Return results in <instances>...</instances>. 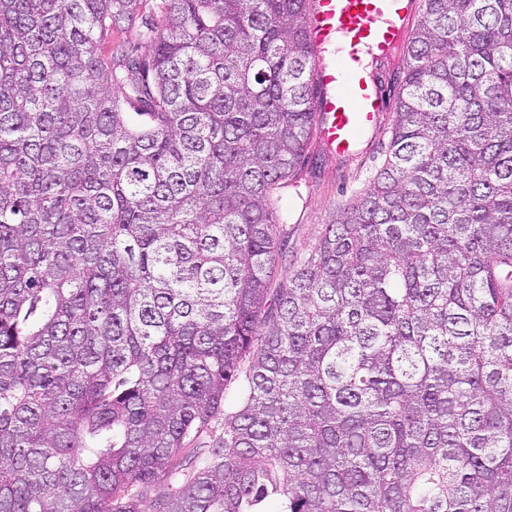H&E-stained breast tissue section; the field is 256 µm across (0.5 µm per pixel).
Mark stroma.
I'll use <instances>...</instances> for the list:
<instances>
[{"label":"stroma","instance_id":"stroma-1","mask_svg":"<svg viewBox=\"0 0 512 512\" xmlns=\"http://www.w3.org/2000/svg\"><path fill=\"white\" fill-rule=\"evenodd\" d=\"M392 119V112H385L379 132L363 137L357 151L347 157L325 154L320 141L312 140L300 175V193L289 188L278 192L279 204L288 212V249L276 261L277 280L287 278L294 258L312 249L325 224L362 192L380 168Z\"/></svg>","mask_w":512,"mask_h":512}]
</instances>
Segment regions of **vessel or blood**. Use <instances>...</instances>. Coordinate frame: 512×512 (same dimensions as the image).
<instances>
[{
    "mask_svg": "<svg viewBox=\"0 0 512 512\" xmlns=\"http://www.w3.org/2000/svg\"><path fill=\"white\" fill-rule=\"evenodd\" d=\"M414 12V0H310L318 136L337 154L353 153L362 135L378 129L386 109L363 55L389 59Z\"/></svg>",
    "mask_w": 512,
    "mask_h": 512,
    "instance_id": "obj_1",
    "label": "vessel or blood"
}]
</instances>
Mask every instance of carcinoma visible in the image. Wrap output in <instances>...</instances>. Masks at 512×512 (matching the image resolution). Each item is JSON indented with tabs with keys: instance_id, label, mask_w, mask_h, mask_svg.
Here are the masks:
<instances>
[{
	"instance_id": "carcinoma-1",
	"label": "carcinoma",
	"mask_w": 512,
	"mask_h": 512,
	"mask_svg": "<svg viewBox=\"0 0 512 512\" xmlns=\"http://www.w3.org/2000/svg\"><path fill=\"white\" fill-rule=\"evenodd\" d=\"M145 2L0 0V512H512V0L276 288L309 0Z\"/></svg>"
}]
</instances>
